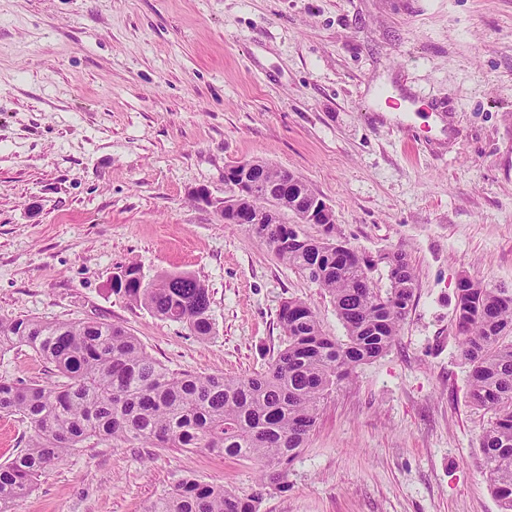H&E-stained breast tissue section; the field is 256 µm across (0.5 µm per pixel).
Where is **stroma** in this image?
<instances>
[{
    "label": "stroma",
    "instance_id": "35a3bbf8",
    "mask_svg": "<svg viewBox=\"0 0 512 512\" xmlns=\"http://www.w3.org/2000/svg\"><path fill=\"white\" fill-rule=\"evenodd\" d=\"M395 91L439 123L376 112ZM250 159L302 179L337 240L415 275L396 340L322 402L259 512H500L454 304L464 275L512 288V0H0V318L112 322L202 376L264 371L291 298L344 339L322 288L198 199ZM128 263L203 282L211 336L113 293ZM59 378L28 347L0 354L2 380ZM257 471L94 438L20 512H146L185 476L248 494Z\"/></svg>",
    "mask_w": 512,
    "mask_h": 512
}]
</instances>
